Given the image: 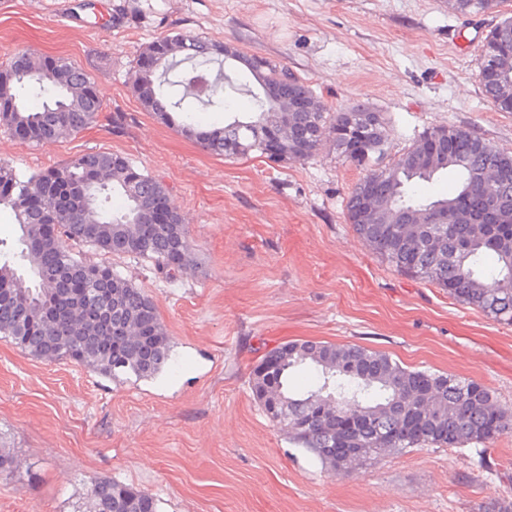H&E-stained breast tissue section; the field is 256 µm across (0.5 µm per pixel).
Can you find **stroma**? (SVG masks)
<instances>
[{"label": "stroma", "instance_id": "1", "mask_svg": "<svg viewBox=\"0 0 512 512\" xmlns=\"http://www.w3.org/2000/svg\"><path fill=\"white\" fill-rule=\"evenodd\" d=\"M0 62L31 48L89 74L104 110L34 145L0 129L23 175L94 151L130 155L168 187L198 267L173 284L148 262L110 263L152 297L171 359L152 379H111L0 341V512H89L94 477L148 491L158 512H493L512 502V432L491 445L410 448L342 475L289 441L254 402L265 350L357 344L486 386L512 408V326L398 273L347 224L361 169L325 149L302 163L212 155L143 112L130 92L143 45L180 31L287 65L339 112L366 102L388 156L435 126L512 149V112L477 79L494 15L446 0H10ZM130 5L121 27L119 6Z\"/></svg>", "mask_w": 512, "mask_h": 512}]
</instances>
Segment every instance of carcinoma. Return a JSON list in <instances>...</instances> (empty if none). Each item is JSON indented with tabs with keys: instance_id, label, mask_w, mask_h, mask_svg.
I'll return each instance as SVG.
<instances>
[{
	"instance_id": "obj_1",
	"label": "carcinoma",
	"mask_w": 512,
	"mask_h": 512,
	"mask_svg": "<svg viewBox=\"0 0 512 512\" xmlns=\"http://www.w3.org/2000/svg\"><path fill=\"white\" fill-rule=\"evenodd\" d=\"M504 0H448L452 11L499 13ZM0 64L9 80V112L0 127L27 130L28 142L66 139L96 122L104 104L91 77L67 57L31 49ZM247 72L256 89L211 59ZM478 80L499 112H512V16L484 39ZM246 91L253 112L200 130L193 113L232 108ZM131 94L164 124L181 112L180 132L213 154H259L280 163L309 160L330 147L366 173L355 183L345 217L372 254L398 272L434 284L495 321L512 325V150L473 132L437 126L387 164L383 115L366 103L333 112L288 66L236 47L180 32L142 48ZM42 99L37 108L29 97ZM452 171L458 186L437 197L426 188ZM126 201L109 209L111 194ZM167 187L126 154L88 152L27 178L0 164V211L21 231V273L0 250V340L47 361H70L105 377L159 374L171 340L142 289L104 262L83 255L133 256L175 282L196 269L184 224H159ZM315 370L303 393L289 375ZM251 393L273 426L339 474L367 457L409 448L487 445L512 432V410L482 384L449 373L405 368L382 351L357 344L295 340L268 350L251 370ZM92 512H158L155 497L107 477L90 481Z\"/></svg>"
}]
</instances>
